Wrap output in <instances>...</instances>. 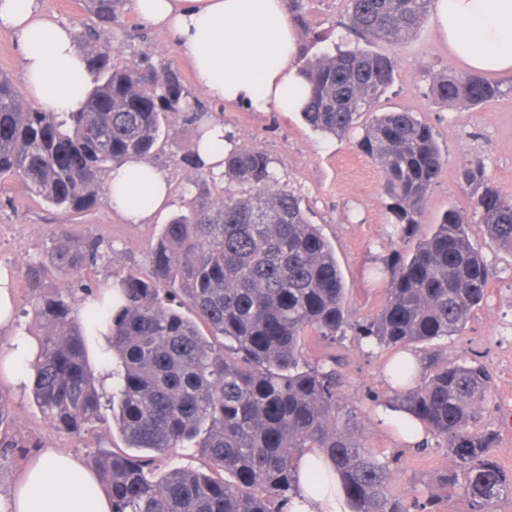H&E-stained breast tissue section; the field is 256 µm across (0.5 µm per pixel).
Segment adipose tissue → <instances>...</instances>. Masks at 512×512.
Segmentation results:
<instances>
[{
  "mask_svg": "<svg viewBox=\"0 0 512 512\" xmlns=\"http://www.w3.org/2000/svg\"><path fill=\"white\" fill-rule=\"evenodd\" d=\"M137 16L166 33L195 86L224 105L298 112L305 98L301 41L288 0H133ZM432 17L449 54L477 73L512 74V0H434ZM0 29L15 37L27 93L51 112H74L91 87L74 31L40 0H0ZM113 209L134 224L166 205L170 186L155 166L132 161L107 178ZM16 297L0 271V380L32 383L35 341L15 327ZM283 512H351L333 463L318 449L297 464ZM100 478L74 455L51 447L29 457L5 490L0 512H111Z\"/></svg>",
  "mask_w": 512,
  "mask_h": 512,
  "instance_id": "1",
  "label": "adipose tissue"
}]
</instances>
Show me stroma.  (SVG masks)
<instances>
[{
  "label": "stroma",
  "instance_id": "35a3bbf8",
  "mask_svg": "<svg viewBox=\"0 0 512 512\" xmlns=\"http://www.w3.org/2000/svg\"><path fill=\"white\" fill-rule=\"evenodd\" d=\"M289 7L299 26L304 59L333 51L337 43L349 40L342 26L346 0H291ZM112 41L124 63H148L178 72L190 87L191 98L200 101L205 116L223 123L227 143L265 153L281 186L301 192L311 222L320 226L335 250L347 288L350 328L336 342L312 339L308 345L311 356L336 360L341 375L340 406L351 416L349 432L388 464L391 489L405 498L410 512H471L462 491L442 483L454 465L443 439L432 436L426 446L411 448L379 421L378 404L396 395L384 369L392 351L360 343L353 330L354 323L376 314L385 299L394 218L380 168L356 148L354 136H323L299 114L254 112L204 100L202 93L193 89L191 73L172 39L143 23L127 2L112 26ZM370 48L396 60L394 82L380 101L379 111L417 113L434 129L446 159L424 206L419 235L430 233L448 206H456L466 215L471 238L493 270L484 302L460 335L412 346L420 365L419 377L427 379L435 368L455 360L488 368L493 379L482 423L497 432L492 457L512 475V253L489 245L474 212L473 191L457 178L462 163L481 159L501 193L512 199V96L478 106L434 99L429 85L435 77L460 76L466 69L449 55L433 19H426L404 42L376 41ZM198 131V122L185 114L169 120L163 149L152 163L168 177L170 201L146 224L129 223L104 198L82 214L67 215L30 199L20 186L0 190V269L12 276L22 328L35 335L42 332L30 312L24 282L29 265L44 259L58 225H70L79 237H102L112 245L109 262L88 267L82 274L83 284L73 285L58 276L49 278V287H71L78 311H87L92 301L84 293V285L117 280L132 268L147 271L148 253L163 225L186 211L192 200L189 190L197 172L186 158L195 150ZM0 393L10 402L12 433L25 448L12 464L0 468L1 488L8 486L25 454L40 447L49 445L86 460L94 453L125 446L112 428L80 436L54 433L35 405L30 388L1 382Z\"/></svg>",
  "mask_w": 512,
  "mask_h": 512
}]
</instances>
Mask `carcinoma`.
<instances>
[{
	"label": "carcinoma",
	"mask_w": 512,
	"mask_h": 512,
	"mask_svg": "<svg viewBox=\"0 0 512 512\" xmlns=\"http://www.w3.org/2000/svg\"><path fill=\"white\" fill-rule=\"evenodd\" d=\"M124 0H89L112 26ZM433 0H347L342 26L365 41L398 43L428 17ZM92 88L76 112L32 106L0 72V187L19 183L57 211L80 214L103 191L114 166L156 155L171 115L195 111L173 70L115 60L117 47L95 27L75 31ZM308 102L302 117L315 132L361 130L356 147L378 164L392 199L399 241L413 237L444 159L433 128L413 112L368 117L394 80L395 60L356 47L322 54L303 66ZM441 101L479 105L505 95L480 75L432 81ZM239 186L215 201L199 190L187 211L164 225L149 271L120 279L124 304L90 322L109 329L106 357L116 359L111 392L95 384L70 289L46 288L47 268L78 278L109 258L102 238L73 239L62 224L47 259L30 266L25 288L45 328L37 337L34 403L58 433L107 424L103 403L127 447L157 455L201 449L209 472L161 473L155 458L123 452L94 456L93 470L112 512H282L307 448L334 463L354 512H408L390 489L387 466L348 434L337 398L336 360L305 355L308 332L336 339L348 325L346 288L330 243L310 223L300 193L279 186L268 156L237 149L224 157ZM461 183L490 242L512 253V199L479 160L464 164ZM379 312L356 325L375 346L404 348L462 332L487 295L492 271L448 207L435 231L388 268ZM188 306L192 316L177 310ZM491 377L480 365L453 361L393 404L446 441L456 468L444 485L460 486L472 512L512 494V476L489 454L496 431L478 428ZM7 401L0 397V459L18 447Z\"/></svg>",
	"instance_id": "1"
}]
</instances>
